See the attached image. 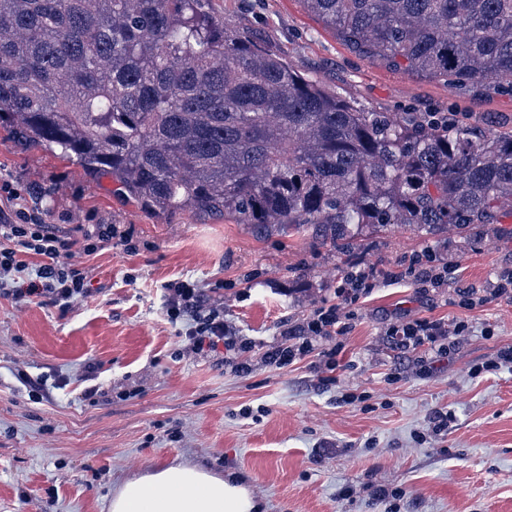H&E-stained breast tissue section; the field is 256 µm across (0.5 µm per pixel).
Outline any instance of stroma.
Returning <instances> with one entry per match:
<instances>
[{"label": "stroma", "instance_id": "obj_1", "mask_svg": "<svg viewBox=\"0 0 512 512\" xmlns=\"http://www.w3.org/2000/svg\"><path fill=\"white\" fill-rule=\"evenodd\" d=\"M225 28L364 112H452L490 134L512 132V95L479 91L359 54L302 0H209ZM0 176L34 192L60 225L92 291L63 307L0 297V512H110L125 481L163 465L234 476L260 512H512V300L458 307L379 280L354 310L345 368L324 385L317 355L281 368L265 353L284 323L332 298L350 262L398 270L428 249L458 287L495 288L512 269V219L465 232L395 228L350 250L303 233L257 234L232 216L145 211L107 176L56 148L26 147L0 128ZM111 242L84 255L82 226ZM187 279L252 341L248 374L223 353L189 352V320L170 322L166 282ZM463 320L470 333L424 373L418 352L383 330L402 315ZM93 374H86V366ZM38 377L51 381L32 391ZM364 395L351 405L344 394ZM449 416L434 432L435 413ZM401 490L379 499L378 486Z\"/></svg>", "mask_w": 512, "mask_h": 512}]
</instances>
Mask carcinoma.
I'll return each instance as SVG.
<instances>
[{
    "label": "carcinoma",
    "instance_id": "cac0c4a2",
    "mask_svg": "<svg viewBox=\"0 0 512 512\" xmlns=\"http://www.w3.org/2000/svg\"><path fill=\"white\" fill-rule=\"evenodd\" d=\"M207 0H0V127L141 208L234 215L338 249L394 225L512 218V133L361 112ZM394 66L512 92V0H303Z\"/></svg>",
    "mask_w": 512,
    "mask_h": 512
}]
</instances>
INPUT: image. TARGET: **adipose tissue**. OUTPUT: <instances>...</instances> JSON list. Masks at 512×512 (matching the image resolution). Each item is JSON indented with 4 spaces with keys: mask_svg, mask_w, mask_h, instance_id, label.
<instances>
[{
    "mask_svg": "<svg viewBox=\"0 0 512 512\" xmlns=\"http://www.w3.org/2000/svg\"><path fill=\"white\" fill-rule=\"evenodd\" d=\"M111 512H257L251 491L190 466H165L125 482L112 495Z\"/></svg>",
    "mask_w": 512,
    "mask_h": 512,
    "instance_id": "1",
    "label": "adipose tissue"
}]
</instances>
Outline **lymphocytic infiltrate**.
I'll return each instance as SVG.
<instances>
[{"instance_id":"obj_1","label":"lymphocytic infiltrate","mask_w":512,"mask_h":512,"mask_svg":"<svg viewBox=\"0 0 512 512\" xmlns=\"http://www.w3.org/2000/svg\"><path fill=\"white\" fill-rule=\"evenodd\" d=\"M70 248L68 238L44 224L38 211L24 207L9 212L0 209V276L11 277L9 293L14 299L38 298L65 306L88 295L85 267L61 259ZM454 274L453 266L436 262L431 253L424 252L414 254L396 276L412 280L420 293L426 294L448 284ZM378 278L375 269L357 263L347 267L334 300L323 301L300 322L284 329L281 345L267 351V363L279 368L316 352L324 361L325 382L336 383L343 350L341 338L350 332L355 318L351 307L372 292ZM167 290L170 321L186 315L192 318L186 339L193 351L202 354L223 348L225 364L235 373L247 374L250 366L242 355L250 345L230 330L223 308L210 305L202 291L186 280L170 281ZM468 329L464 321L451 324L442 319L400 316L388 324L385 334L403 350L427 347L430 357L423 365L429 369L448 358L458 337Z\"/></svg>"}]
</instances>
